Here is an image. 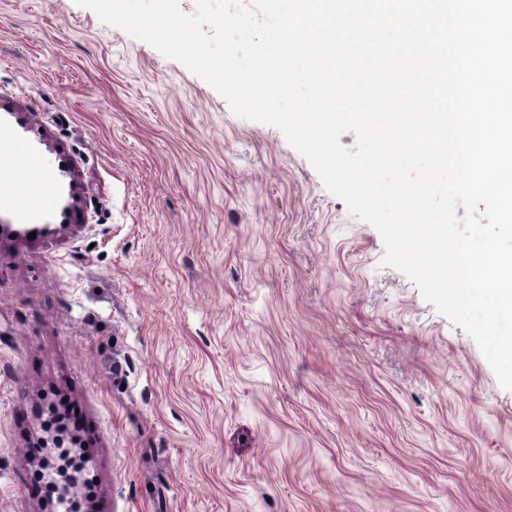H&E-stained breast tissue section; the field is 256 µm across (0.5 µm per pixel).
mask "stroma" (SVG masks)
<instances>
[{"label": "stroma", "mask_w": 512, "mask_h": 512, "mask_svg": "<svg viewBox=\"0 0 512 512\" xmlns=\"http://www.w3.org/2000/svg\"><path fill=\"white\" fill-rule=\"evenodd\" d=\"M1 142L53 202L0 194V512H512V391L279 129L0 0ZM61 422L84 481L48 500ZM8 163L21 175L18 181L8 189V194L13 198L19 212L29 213L43 207L42 198L33 191L32 187L44 197L46 205L51 202L48 184L41 170H33L30 173L32 187L26 177V172L34 166L28 153L13 155Z\"/></svg>", "instance_id": "1"}]
</instances>
